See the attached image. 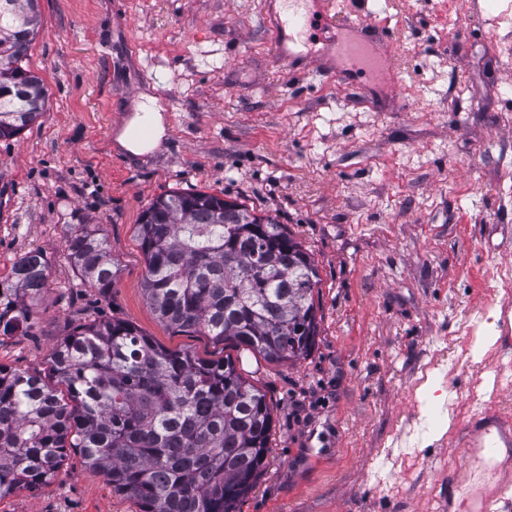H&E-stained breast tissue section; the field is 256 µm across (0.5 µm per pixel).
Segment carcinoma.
Here are the masks:
<instances>
[{
    "mask_svg": "<svg viewBox=\"0 0 512 512\" xmlns=\"http://www.w3.org/2000/svg\"><path fill=\"white\" fill-rule=\"evenodd\" d=\"M41 25L37 0H0V139L44 113L48 91L21 66ZM144 296L168 326L277 364L307 358L319 335L315 259L287 227L202 191L154 199L137 225ZM68 258L102 294L118 274L84 226ZM48 283L31 251L0 281V334L26 330ZM273 407L236 362L157 345L120 319H86L54 347L48 374L0 366V498L51 481L73 448L140 512H235L266 466Z\"/></svg>",
    "mask_w": 512,
    "mask_h": 512,
    "instance_id": "1",
    "label": "carcinoma"
}]
</instances>
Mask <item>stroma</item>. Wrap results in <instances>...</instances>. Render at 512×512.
I'll list each match as a JSON object with an SVG mask.
<instances>
[{"instance_id":"stroma-1","label":"stroma","mask_w":512,"mask_h":512,"mask_svg":"<svg viewBox=\"0 0 512 512\" xmlns=\"http://www.w3.org/2000/svg\"><path fill=\"white\" fill-rule=\"evenodd\" d=\"M393 32L396 88L317 72L297 79L272 49L279 0H38L25 61L48 89L42 117L0 140V280L40 250L49 282L29 335H0V366L46 371L84 315L133 323L157 344L231 357L274 408L267 465L237 512H460L449 473L480 470L454 431L433 360L464 353L459 324L490 330L512 291V0H347ZM163 149L115 146L144 96ZM173 190L276 216L321 282L312 354L276 365L159 321L142 292L141 213ZM104 237L108 294L67 258L71 227ZM0 512H139L70 452Z\"/></svg>"}]
</instances>
